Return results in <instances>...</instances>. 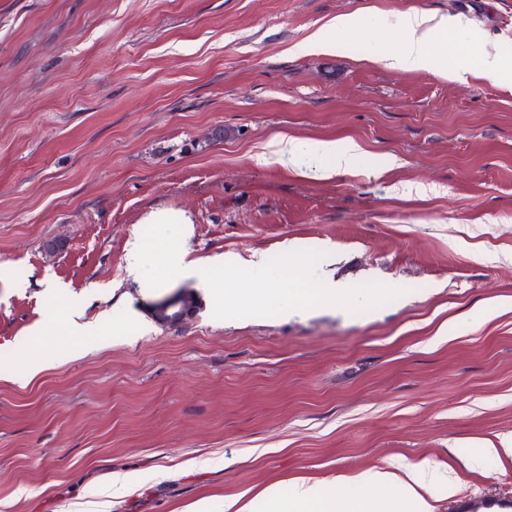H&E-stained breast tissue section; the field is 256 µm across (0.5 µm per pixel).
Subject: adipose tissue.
I'll return each instance as SVG.
<instances>
[{"instance_id": "1", "label": "adipose tissue", "mask_w": 512, "mask_h": 512, "mask_svg": "<svg viewBox=\"0 0 512 512\" xmlns=\"http://www.w3.org/2000/svg\"><path fill=\"white\" fill-rule=\"evenodd\" d=\"M462 19H433L415 10L395 19L393 27L400 36L398 48L388 51L383 59L397 71H426L447 75L448 63L437 51V45L449 31L463 28ZM358 147L348 140H310L280 138L276 154L281 162L299 164L307 161L316 173L329 175L347 171ZM441 477L438 467L420 463L405 474L385 468H371L349 477V494L342 495L321 482L295 484L287 499H280L276 487L260 490L247 502L227 500L225 512H383L381 495H390L397 504L395 512H432L427 500Z\"/></svg>"}]
</instances>
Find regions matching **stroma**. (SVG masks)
Segmentation results:
<instances>
[{
  "mask_svg": "<svg viewBox=\"0 0 512 512\" xmlns=\"http://www.w3.org/2000/svg\"><path fill=\"white\" fill-rule=\"evenodd\" d=\"M414 9L468 18L437 47L458 79L383 62ZM344 13L365 27L305 51ZM487 57L512 61V0H0V512H225L424 460L456 483L433 512H512V457L481 455L512 445V73ZM282 135L360 152L315 177ZM323 272L343 301L251 311ZM180 290L194 313L159 323Z\"/></svg>",
  "mask_w": 512,
  "mask_h": 512,
  "instance_id": "stroma-1",
  "label": "stroma"
}]
</instances>
